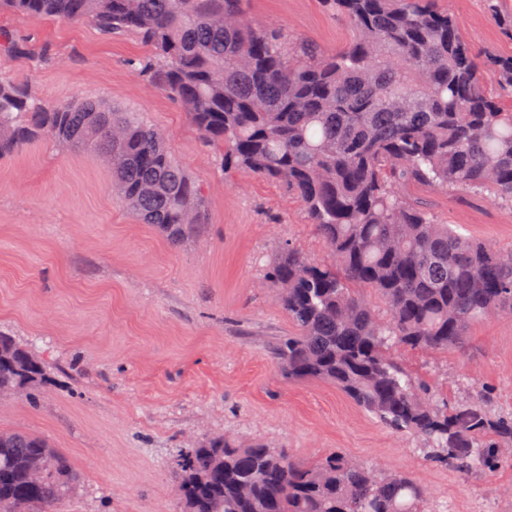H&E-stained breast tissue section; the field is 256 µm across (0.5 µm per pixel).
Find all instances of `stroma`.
<instances>
[{"label":"stroma","mask_w":512,"mask_h":512,"mask_svg":"<svg viewBox=\"0 0 512 512\" xmlns=\"http://www.w3.org/2000/svg\"><path fill=\"white\" fill-rule=\"evenodd\" d=\"M480 53L512 54L485 0H436ZM251 16L334 51L345 22L319 0H249ZM0 28L51 60L0 53V77L63 104L104 100L160 127L202 187L208 224L170 245L112 190L107 164L48 139L0 159V331L47 365L34 396L0 399V430L46 438L79 485L62 512H180L175 466L187 444L230 435L315 460L341 450L405 472L451 512H512V463L459 475L424 461L334 385L286 379L271 347L294 327L267 277L291 245L330 256L303 205L277 182L227 173L186 112L128 66L147 46L92 24L0 14ZM410 198L477 240L512 246V205L414 184ZM407 364L449 401L487 392L512 414V317L472 326L464 351H409Z\"/></svg>","instance_id":"35a3bbf8"}]
</instances>
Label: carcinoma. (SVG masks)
I'll return each mask as SVG.
<instances>
[{
    "label": "carcinoma",
    "instance_id": "carcinoma-1",
    "mask_svg": "<svg viewBox=\"0 0 512 512\" xmlns=\"http://www.w3.org/2000/svg\"><path fill=\"white\" fill-rule=\"evenodd\" d=\"M247 0H0V13L89 22L148 47L132 70L176 99L226 171L282 184L334 258L285 247L269 278L295 333L273 358L286 378L336 386L423 459L468 476L512 462V416L488 398L453 405L399 361L448 353L471 327L512 315V249L474 240L409 200L406 184L512 204V54L476 52L435 0H321L351 39L334 52L258 24ZM0 50H33L0 32ZM48 138L114 158L112 188L178 247L208 223L200 185L161 129L109 104L51 105L0 80V158ZM47 368L0 334V396L25 393ZM40 480L30 478L31 471ZM182 512H436L411 475L338 450L308 461L264 443L198 441L178 460ZM78 475L37 435L0 431V512H57Z\"/></svg>",
    "mask_w": 512,
    "mask_h": 512
}]
</instances>
